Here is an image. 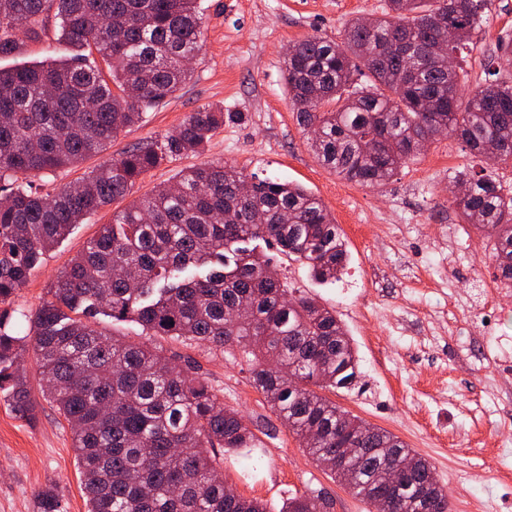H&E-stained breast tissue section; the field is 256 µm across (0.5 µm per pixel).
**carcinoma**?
Here are the masks:
<instances>
[{
  "mask_svg": "<svg viewBox=\"0 0 512 512\" xmlns=\"http://www.w3.org/2000/svg\"><path fill=\"white\" fill-rule=\"evenodd\" d=\"M486 0H386L370 25L353 19L343 41L310 36L285 48V81L298 124L319 162L349 182L379 187L440 135L461 139L485 162L456 170L467 186L453 199L462 223L494 239L492 259L512 283V190L492 165L512 161V83L495 79L466 104L459 65L485 16ZM58 20L51 61L0 70V304L11 303L43 256L76 225L128 195L163 161L202 154L224 126V107L207 105L172 132L103 161L43 194L18 173L76 168L104 152L190 77L203 43L198 0H0V57L21 53ZM457 36L445 54L428 46ZM96 54L108 73L90 56ZM365 77L355 82L354 75ZM252 182L249 192L241 189ZM255 214L265 222L251 221ZM271 242L321 282L340 280L348 251L320 199L292 182L203 163L177 173L101 225L46 288L28 333L0 314V394L24 419L33 406L18 357L36 355L43 395L70 426L87 512H268L224 484L218 449L251 452L256 434L189 364L116 339L87 317L130 321L143 336H168L209 349L237 347L254 387L318 465L353 448L331 471L362 500L388 512H449L448 490L431 464L383 430L320 394L349 389L358 355L336 314L289 286L253 241ZM394 456L409 462L398 487L383 481ZM303 494L281 512H324ZM38 512H60L50 490Z\"/></svg>",
  "mask_w": 512,
  "mask_h": 512,
  "instance_id": "cac0c4a2",
  "label": "carcinoma"
}]
</instances>
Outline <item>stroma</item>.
Masks as SVG:
<instances>
[{
	"label": "stroma",
	"mask_w": 512,
	"mask_h": 512,
	"mask_svg": "<svg viewBox=\"0 0 512 512\" xmlns=\"http://www.w3.org/2000/svg\"><path fill=\"white\" fill-rule=\"evenodd\" d=\"M384 0H200L204 41L190 79L146 113L104 151L162 138L188 113L222 105L231 117L203 155L164 161L139 180L128 198L88 216L11 303L19 333L25 313L40 304L47 284L129 200L147 196L201 161L226 162L300 184L335 218L350 263L334 283L312 279L306 267L279 255L284 275L334 310L359 357L352 390L326 396L342 410L387 430L431 463L448 490L452 512H512V317L488 324L468 318L485 294L512 310L492 260L493 243L461 224L448 201V175L473 158L454 137L428 144L387 184L369 188L323 167L298 125L288 98L283 49L311 35L341 40L348 23L379 15ZM512 34V0H487L485 23L462 63V94L484 84L488 58ZM149 344L196 368L219 391L260 443L249 455L224 456V480L237 493L280 512L288 497L316 493L328 512H369L303 451L253 387L236 349L218 351L169 337ZM35 418H20L0 398V512H37L36 495L52 491L63 512H87L72 447V431L42 397L36 356L26 351Z\"/></svg>",
	"instance_id": "1"
}]
</instances>
